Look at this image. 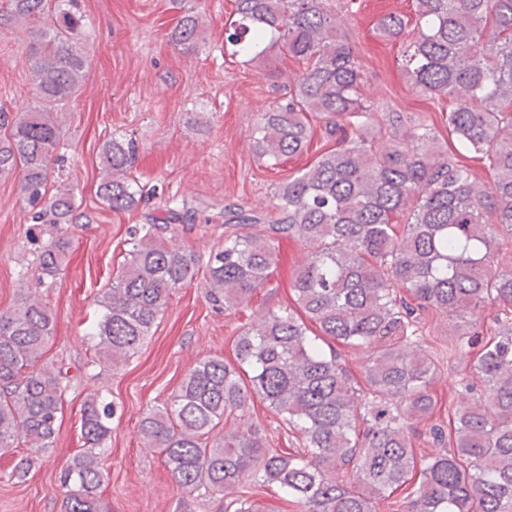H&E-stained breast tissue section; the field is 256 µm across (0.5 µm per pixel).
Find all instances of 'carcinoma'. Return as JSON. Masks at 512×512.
<instances>
[{
    "label": "carcinoma",
    "instance_id": "1",
    "mask_svg": "<svg viewBox=\"0 0 512 512\" xmlns=\"http://www.w3.org/2000/svg\"><path fill=\"white\" fill-rule=\"evenodd\" d=\"M2 16L30 33L38 104L0 113V177H17L31 221L49 225L36 263L53 278L66 265L75 210L72 190L48 193L61 139L54 112L85 76L86 22L76 0H4ZM405 28L397 13L378 22L388 40ZM414 30L405 78L414 94L450 101L443 143L415 113L366 104L357 57L321 0H235L224 25L234 53L252 63L275 50L304 64L285 100L259 113L254 153L271 166L302 154L313 118L326 121L335 145L279 183L267 208L224 206V245L203 267L173 244L196 221L185 206L172 202L129 227L124 259L97 298L92 362L115 368L138 353L177 289L201 276L214 304L244 307L272 286L282 241L305 252L291 275L295 309L243 328L235 362L198 361L140 422L145 447L188 493L248 481L285 491L303 512H375L402 490L412 512H512V0H416ZM202 34L191 6L170 41L193 53ZM101 157L98 198L114 212L137 208L134 141L113 137ZM474 162L489 182L478 181ZM430 314L454 323L448 358L472 359L448 426L429 431L445 452L420 462L413 424L436 411L430 387L440 371L420 345ZM53 333L36 297L0 312V450L54 447L64 385L43 363ZM336 342L366 353L361 379ZM256 399L300 432L303 451L269 448L250 425L218 433L248 418ZM113 416V404L86 397L88 447L61 476V512H108L98 449ZM224 509L274 512L250 497Z\"/></svg>",
    "mask_w": 512,
    "mask_h": 512
}]
</instances>
